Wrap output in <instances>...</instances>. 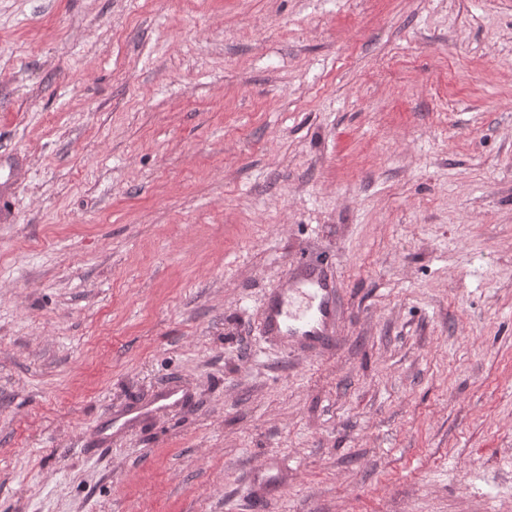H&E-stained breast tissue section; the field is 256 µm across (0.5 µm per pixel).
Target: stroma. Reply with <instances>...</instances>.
Returning <instances> with one entry per match:
<instances>
[{
  "mask_svg": "<svg viewBox=\"0 0 512 512\" xmlns=\"http://www.w3.org/2000/svg\"><path fill=\"white\" fill-rule=\"evenodd\" d=\"M0 512H512V0H0ZM308 288H284L268 299L262 313L263 334L273 339H288L296 334L309 342L328 343L327 324L334 316V300L331 295L333 282L320 270L309 268L305 273ZM288 320L301 327L290 329ZM294 331V332H293ZM291 332V333H290Z\"/></svg>",
  "mask_w": 512,
  "mask_h": 512,
  "instance_id": "35a3bbf8",
  "label": "stroma"
}]
</instances>
